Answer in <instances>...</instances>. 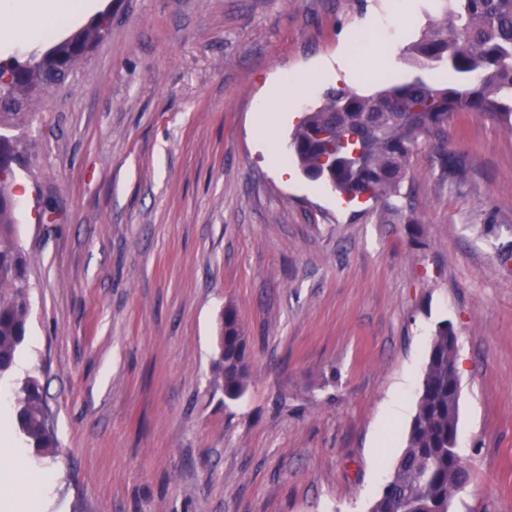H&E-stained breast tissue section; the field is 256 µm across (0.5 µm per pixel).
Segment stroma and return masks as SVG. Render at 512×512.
<instances>
[{
    "label": "stroma",
    "mask_w": 512,
    "mask_h": 512,
    "mask_svg": "<svg viewBox=\"0 0 512 512\" xmlns=\"http://www.w3.org/2000/svg\"><path fill=\"white\" fill-rule=\"evenodd\" d=\"M394 0H104L112 29L44 94L15 169L30 310L19 354L60 442L44 512H368L406 435L437 324L457 336L452 512H512V129L448 121L396 211L297 174L256 128L273 78L340 75ZM248 339L239 400L213 385L225 307Z\"/></svg>",
    "instance_id": "35a3bbf8"
}]
</instances>
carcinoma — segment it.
Instances as JSON below:
<instances>
[{"label": "carcinoma", "mask_w": 512, "mask_h": 512, "mask_svg": "<svg viewBox=\"0 0 512 512\" xmlns=\"http://www.w3.org/2000/svg\"><path fill=\"white\" fill-rule=\"evenodd\" d=\"M456 21L433 25L408 48L420 70L452 73L457 83L421 76L363 95L329 87L321 107L307 113L288 149L303 174L321 180L349 199L389 203L399 192L422 136L442 141L448 118L479 112L512 128V0H452ZM112 25V10L86 27L53 42L25 60H0V127L24 122L32 94L65 83L78 59ZM21 146L0 137V382L13 384L15 432L41 460L58 453L49 407L38 377L14 378L16 358L26 340L29 282L11 190ZM441 177L463 175L460 159L443 153ZM247 340L234 308H224V326L214 372L224 397L237 400L250 377ZM457 339L444 321L432 338L416 412L406 447L370 512H450L455 495L471 480L457 450L460 401Z\"/></svg>", "instance_id": "obj_1"}]
</instances>
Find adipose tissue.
I'll use <instances>...</instances> for the list:
<instances>
[{"mask_svg":"<svg viewBox=\"0 0 512 512\" xmlns=\"http://www.w3.org/2000/svg\"><path fill=\"white\" fill-rule=\"evenodd\" d=\"M96 0H0V16L8 17L9 25L0 28V50L31 51L42 44L48 27L62 18L77 19L90 14ZM365 43H375L372 61H364L359 54L349 55L346 72L351 79L369 80L374 70H390L397 66L403 48L401 29L384 39H377L375 28L361 31ZM8 403L0 400V453L9 460V489L14 501L34 512L42 497L45 482L30 468L26 448L16 444L8 432Z\"/></svg>","mask_w":512,"mask_h":512,"instance_id":"obj_1","label":"adipose tissue"}]
</instances>
